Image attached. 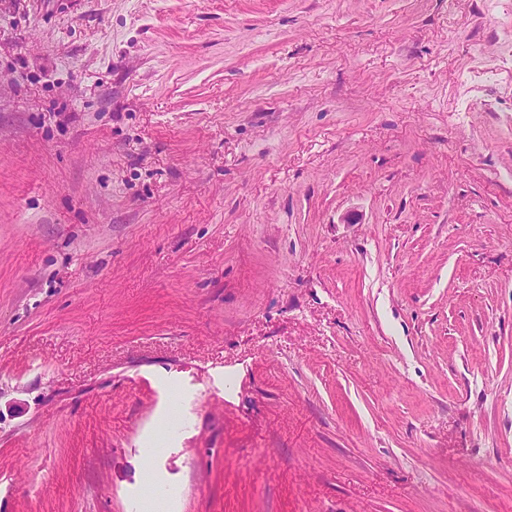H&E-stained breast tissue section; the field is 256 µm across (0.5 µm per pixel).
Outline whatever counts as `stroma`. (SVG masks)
Returning a JSON list of instances; mask_svg holds the SVG:
<instances>
[{
  "label": "stroma",
  "instance_id": "1",
  "mask_svg": "<svg viewBox=\"0 0 512 512\" xmlns=\"http://www.w3.org/2000/svg\"><path fill=\"white\" fill-rule=\"evenodd\" d=\"M512 512V0H0V512Z\"/></svg>",
  "mask_w": 512,
  "mask_h": 512
}]
</instances>
